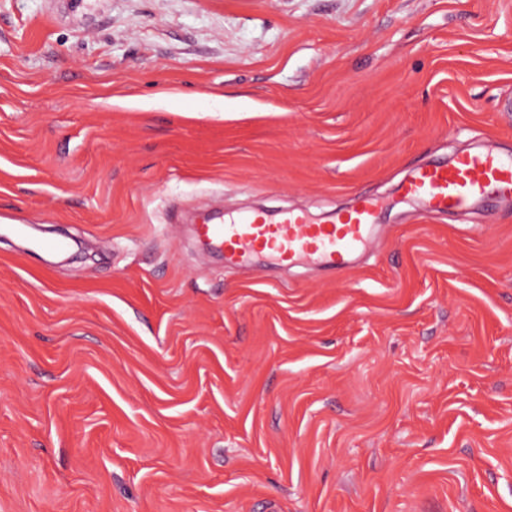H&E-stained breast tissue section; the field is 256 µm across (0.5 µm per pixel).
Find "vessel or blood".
<instances>
[{"instance_id": "b4317fda", "label": "vessel or blood", "mask_w": 512, "mask_h": 512, "mask_svg": "<svg viewBox=\"0 0 512 512\" xmlns=\"http://www.w3.org/2000/svg\"><path fill=\"white\" fill-rule=\"evenodd\" d=\"M401 194L428 213H464L485 201L512 199V156L482 149L421 166ZM378 219V203L360 195L327 224L310 223L295 210L275 218L256 211L230 223L205 219L198 234L210 250L222 253L228 267L267 258L288 267L311 263L334 274L349 269L356 255L370 246Z\"/></svg>"}]
</instances>
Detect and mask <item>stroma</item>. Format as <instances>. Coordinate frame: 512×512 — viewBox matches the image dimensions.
Returning <instances> with one entry per match:
<instances>
[{"label": "stroma", "instance_id": "obj_1", "mask_svg": "<svg viewBox=\"0 0 512 512\" xmlns=\"http://www.w3.org/2000/svg\"><path fill=\"white\" fill-rule=\"evenodd\" d=\"M509 99L512 0H0V512H512V200L398 192ZM358 195L339 275L187 221Z\"/></svg>", "mask_w": 512, "mask_h": 512}]
</instances>
